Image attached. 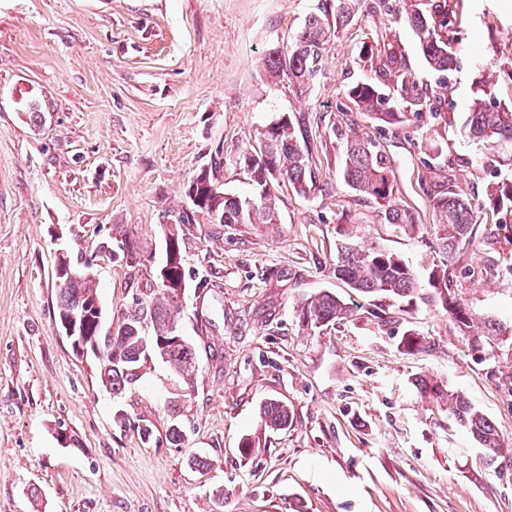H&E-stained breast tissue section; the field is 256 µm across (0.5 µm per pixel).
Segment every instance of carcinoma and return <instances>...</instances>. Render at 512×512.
<instances>
[{"label":"carcinoma","instance_id":"cac0c4a2","mask_svg":"<svg viewBox=\"0 0 512 512\" xmlns=\"http://www.w3.org/2000/svg\"><path fill=\"white\" fill-rule=\"evenodd\" d=\"M360 0H334L330 9L310 15L296 34L288 49H275L266 59L267 70L275 77L284 74L296 88L306 91L319 71L320 50L330 37L329 16L336 25L345 27L355 17ZM407 22L417 36V48L427 66L445 74L458 64L462 14L448 4V0H410ZM397 37L370 49L369 59L374 65V78L352 85L347 96L353 109L368 114L384 127L398 130L409 120V114L425 112L433 118L441 117L437 96H428L419 89L405 55L396 48ZM475 98L464 120L463 131L474 141L494 138L512 140V104L486 105V88L476 89ZM300 130L292 121L285 120L276 129L260 132L258 146L247 150L241 164L250 173L253 192L248 196L229 194L223 197L219 209L226 224H276L279 213L276 206L275 185L286 184L299 195L307 193L312 174L309 153L301 144ZM280 167L275 179L270 165ZM448 180L444 189L429 195L436 217L433 229L440 242L443 258L428 275L434 300L457 325L468 348L485 354L492 352L497 338L512 328L495 318H477L460 299L453 288V262L460 248L475 245L473 229L479 213L489 211L497 216L495 225L505 230L512 239V178H504L487 186L482 198L475 199L458 190L453 165L446 164ZM341 179L354 193L374 203L389 224L415 225L414 214L401 205L394 189L392 169L388 157L371 141L358 135L346 138L343 144ZM336 243V278L349 288L365 296H386L407 299L421 288L413 270L395 253L376 243H361L342 227ZM165 237L178 249L177 256L165 279L167 286H159L158 296L151 301L152 332L142 330L141 321L131 317L112 335L102 332L97 323L87 322L88 341L103 349L98 360L101 381L105 388L120 394L137 376V369L150 354V348L164 351V363L185 379L194 374L198 365L197 346L188 338L172 341L173 328L179 327L182 297L179 290L186 288L183 256L177 225L168 227ZM100 302L96 281L81 277L59 285L57 316L67 315L76 307L89 312ZM350 314L348 304L330 292H320L301 307L302 322L311 329H320L345 319ZM419 390L432 397H448L453 417L466 428L484 449L483 462L498 471L512 464V448L505 445L495 423L468 399L426 379L416 381ZM286 405L269 400L260 406L259 423L264 431H279L288 425Z\"/></svg>","mask_w":512,"mask_h":512}]
</instances>
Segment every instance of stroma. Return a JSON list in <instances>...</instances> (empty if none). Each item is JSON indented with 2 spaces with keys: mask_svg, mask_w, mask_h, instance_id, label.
<instances>
[{
  "mask_svg": "<svg viewBox=\"0 0 512 512\" xmlns=\"http://www.w3.org/2000/svg\"><path fill=\"white\" fill-rule=\"evenodd\" d=\"M372 3L327 39L304 93L265 59L322 0H0V512H512V470L482 466L447 401L414 384L464 393L512 442V334L493 355L471 351L431 289L363 297L334 274L344 226L427 279L441 260L429 194L447 177L431 156L452 161L471 195L512 174V141L461 131L479 81L512 103V0H460L459 63L443 78L405 21ZM387 34L419 85L440 87L452 123L414 116L394 132L350 111L347 90L372 77L369 49ZM283 114L309 151L307 195L279 188L273 226L195 211L186 189L204 170L251 193L240 158ZM354 132L389 156L416 229L341 184ZM170 224L199 369L186 383L151 359L115 395L55 325V256L90 262L115 328L147 317ZM121 238L131 252L116 253ZM510 254L504 239L461 250L453 280L475 315L506 325L512 273L476 270ZM322 291L351 315L313 330L300 310ZM410 329L424 349L403 351ZM271 399L287 405V428L241 456Z\"/></svg>",
  "mask_w": 512,
  "mask_h": 512,
  "instance_id": "stroma-1",
  "label": "stroma"
}]
</instances>
